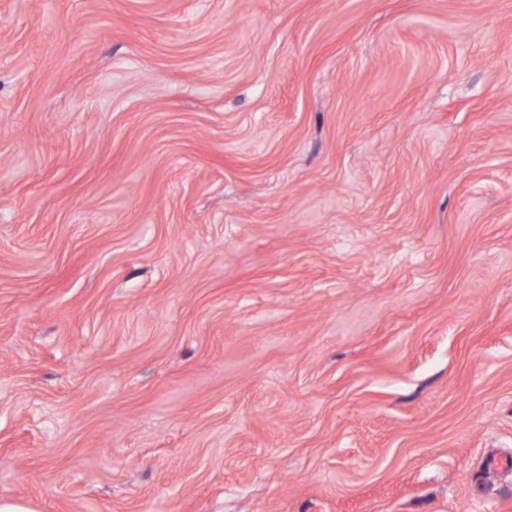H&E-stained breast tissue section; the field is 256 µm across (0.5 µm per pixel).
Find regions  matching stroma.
Instances as JSON below:
<instances>
[{
	"label": "stroma",
	"instance_id": "35a3bbf8",
	"mask_svg": "<svg viewBox=\"0 0 512 512\" xmlns=\"http://www.w3.org/2000/svg\"><path fill=\"white\" fill-rule=\"evenodd\" d=\"M512 0H0V499L512 512Z\"/></svg>",
	"mask_w": 512,
	"mask_h": 512
}]
</instances>
